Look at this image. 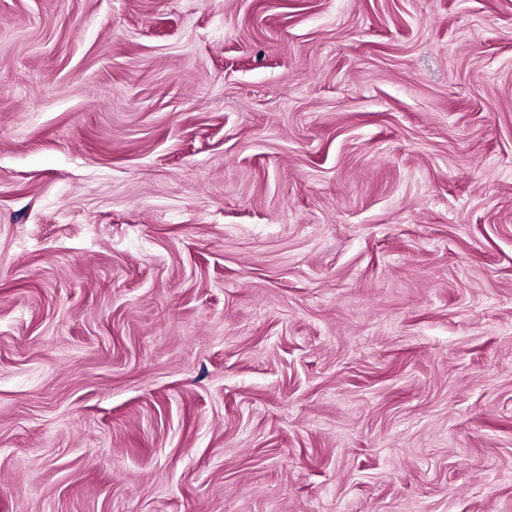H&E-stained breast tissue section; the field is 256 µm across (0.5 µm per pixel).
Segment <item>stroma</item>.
<instances>
[{"mask_svg": "<svg viewBox=\"0 0 512 512\" xmlns=\"http://www.w3.org/2000/svg\"><path fill=\"white\" fill-rule=\"evenodd\" d=\"M0 512H512V0H0Z\"/></svg>", "mask_w": 512, "mask_h": 512, "instance_id": "35a3bbf8", "label": "stroma"}]
</instances>
